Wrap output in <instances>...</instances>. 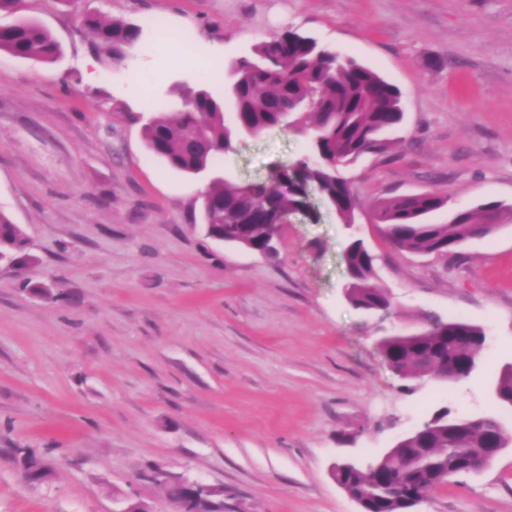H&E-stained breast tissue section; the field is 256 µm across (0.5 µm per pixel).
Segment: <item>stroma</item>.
<instances>
[{"instance_id": "obj_1", "label": "stroma", "mask_w": 512, "mask_h": 512, "mask_svg": "<svg viewBox=\"0 0 512 512\" xmlns=\"http://www.w3.org/2000/svg\"><path fill=\"white\" fill-rule=\"evenodd\" d=\"M86 11L143 28L129 59L93 50ZM157 17L189 46L161 44ZM20 18L64 54L0 51V211L38 258L22 276L0 264V512H116L130 492L172 512L147 478L156 466L212 486L223 512H358L330 474L340 454L373 460L443 406L512 428L494 397L512 364V224L454 256L418 255L369 214L350 230L322 207L315 221L289 214L265 257L206 237L203 181L165 166L142 134L151 113L176 111L174 84L193 81L189 51L233 59L297 29L402 92L390 148L350 169L364 205L427 189L457 209L512 204V0H23L0 25ZM132 76L145 97L130 105L112 86ZM307 152L277 127L218 169L245 185ZM353 233L391 294L387 330L415 331L425 311L484 329L469 378L390 369L376 315L346 298ZM38 283L62 298L32 293ZM18 448L51 463L46 481L23 478ZM414 512H512V447Z\"/></svg>"}]
</instances>
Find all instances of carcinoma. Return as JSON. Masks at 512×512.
I'll return each mask as SVG.
<instances>
[{"label": "carcinoma", "mask_w": 512, "mask_h": 512, "mask_svg": "<svg viewBox=\"0 0 512 512\" xmlns=\"http://www.w3.org/2000/svg\"><path fill=\"white\" fill-rule=\"evenodd\" d=\"M92 48L121 61L141 41V26L89 14L83 22ZM0 50L35 62H52L61 46L35 22L0 26ZM181 108L174 115L150 116L143 124L147 149L170 169L189 176L214 172L225 155L245 137L279 126L305 131L313 118L308 155L276 168L261 182L231 184L210 179L201 201L202 223L213 239L259 249L278 233L284 215L317 212L311 194L342 224L356 223L362 202L340 173L367 153L386 149L384 135L404 120L402 93L370 67L321 45L314 37L288 30L230 61L224 97L202 83L181 82ZM231 102L233 112L224 113ZM433 190L379 198L373 220L383 225L396 247L417 254H452L462 243L491 235L512 223V206L491 201L473 210L451 212L448 223L430 224L429 214L449 204ZM349 277L346 294L355 307L383 311L386 291L375 283L373 257L364 241H350L344 252ZM25 268L37 261L22 228L0 211V262ZM484 330L462 320L447 321L424 313L410 334H391L380 342L388 366L404 379L426 376L462 381L480 364ZM496 401L512 408V365L496 385ZM512 447V430L496 414L454 416L444 407L400 439V446L365 465L352 462L336 472V482L363 504V512H412L420 496L448 478L491 464L489 449ZM28 477L46 476L45 460L24 448L15 452Z\"/></svg>", "instance_id": "obj_1"}]
</instances>
